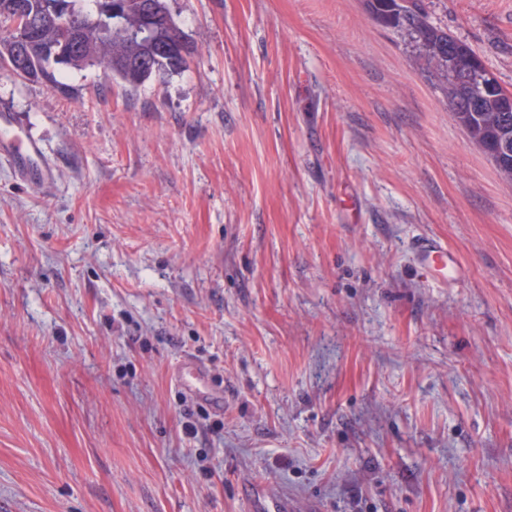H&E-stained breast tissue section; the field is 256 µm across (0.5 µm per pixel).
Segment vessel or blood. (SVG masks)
<instances>
[{"label": "vessel or blood", "instance_id": "obj_1", "mask_svg": "<svg viewBox=\"0 0 512 512\" xmlns=\"http://www.w3.org/2000/svg\"><path fill=\"white\" fill-rule=\"evenodd\" d=\"M43 149L39 141L13 123L0 124V164L8 166L29 184L50 181L51 167L42 160ZM424 269L436 275L450 272L452 279H462L466 271L440 241L422 237L414 246ZM244 496L251 512H292L286 497L276 496L254 483L244 486Z\"/></svg>", "mask_w": 512, "mask_h": 512}]
</instances>
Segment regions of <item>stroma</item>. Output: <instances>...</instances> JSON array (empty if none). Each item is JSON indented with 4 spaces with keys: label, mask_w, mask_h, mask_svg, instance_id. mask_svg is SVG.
Listing matches in <instances>:
<instances>
[{
    "label": "stroma",
    "mask_w": 512,
    "mask_h": 512,
    "mask_svg": "<svg viewBox=\"0 0 512 512\" xmlns=\"http://www.w3.org/2000/svg\"><path fill=\"white\" fill-rule=\"evenodd\" d=\"M167 4L137 90L0 70V512H512V180L364 0ZM431 16L512 91V0ZM4 120L1 116V123ZM1 123L0 163L31 185L50 181L52 168L42 160L43 149L39 141L11 121L4 125ZM414 249L423 268L429 271L432 276L443 273L442 281L444 283L448 282V268L453 280H459L465 276L464 267L459 263L454 253L440 241L422 237L416 241ZM445 271L446 275L444 274ZM243 491L251 512H294L288 504V497L273 495L257 484L247 483Z\"/></svg>",
    "instance_id": "obj_1"
}]
</instances>
